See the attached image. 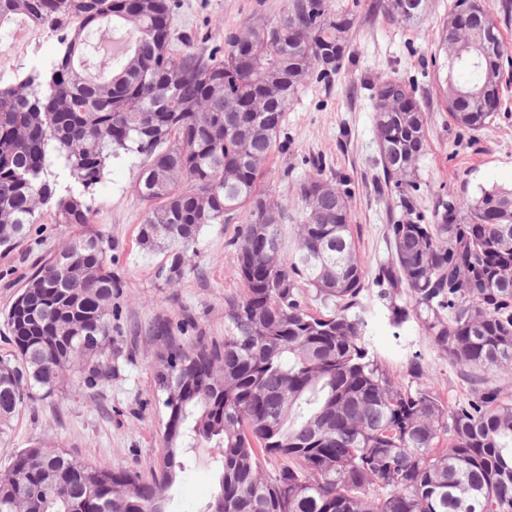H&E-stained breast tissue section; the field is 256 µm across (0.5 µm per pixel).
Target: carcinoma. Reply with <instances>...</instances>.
I'll list each match as a JSON object with an SVG mask.
<instances>
[{"mask_svg":"<svg viewBox=\"0 0 512 512\" xmlns=\"http://www.w3.org/2000/svg\"><path fill=\"white\" fill-rule=\"evenodd\" d=\"M375 7L411 23L428 0ZM175 9V0H0V24L23 15L65 32L49 66L0 78V247L29 235L36 199L74 227L8 310L1 439L25 402L60 392L67 373L89 385L109 376L112 243L83 194L59 191L60 173L88 189L112 162L133 163L147 205L139 243L167 248L177 276L203 225L246 212L231 241L243 290L225 301L224 344L157 356L165 470L145 482L40 443L0 473V512H167L187 454L203 445L217 449L204 512L220 495L224 512H512V400L492 384L512 367V189L441 198L424 223L413 191L426 113L399 77L374 88L384 184L403 212L388 225L380 298L395 327L410 307L472 388L446 401L431 385L403 383L357 312L365 276L347 180L319 173L300 185L291 243L288 209L258 190L291 101L313 74L336 71L355 15L330 0H287L277 16L199 51L176 37ZM106 27L132 43L90 79L81 59ZM474 42L481 62L450 64L443 98L457 124L478 132L500 107L512 59L481 0H455L442 46L452 59ZM265 457L283 464L266 473Z\"/></svg>","mask_w":512,"mask_h":512,"instance_id":"obj_1","label":"carcinoma"}]
</instances>
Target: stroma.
<instances>
[{"mask_svg":"<svg viewBox=\"0 0 512 512\" xmlns=\"http://www.w3.org/2000/svg\"><path fill=\"white\" fill-rule=\"evenodd\" d=\"M353 11L355 25L345 56L329 83L309 80L292 101L282 133L261 182L267 200L299 210V186L323 172L351 182L349 207L356 253L366 289L363 305L371 342L389 370L407 378L409 360H417L422 382L433 383L444 398L465 395L468 384L442 353L422 335L416 319L389 324L375 279L387 260V224L401 216L388 192L375 188L382 174L371 89L391 77L415 82L416 96L428 116V149L418 164L417 209L432 216L438 198L471 197L480 189L512 187V68L503 77V95L493 123L473 132L458 127L443 104L448 69L438 48L440 32L453 0H430L418 22L406 24L371 8L372 0H335ZM287 0H179V32L198 47L223 41L225 32L278 15ZM13 44L0 45V74L52 58L58 35L17 21ZM138 170L115 163L85 196L94 226L112 242V356L108 380L92 388L64 379L62 394L36 397L12 420L0 442V470L20 449L57 440L75 456L110 464L151 480L163 457L162 408L153 377V356L162 341L152 328L157 320L172 326L173 341L223 342L224 301L241 292L236 252L228 242L233 224L205 225L184 275L169 281L166 251L143 249L139 227L146 209L133 189ZM73 228L56 223L52 210L39 211L28 240L0 250V356L11 353L5 316L18 288L35 263L64 247ZM213 449L194 450L193 459L171 490L170 512H202L214 489Z\"/></svg>","mask_w":512,"mask_h":512,"instance_id":"35a3bbf8","label":"stroma"}]
</instances>
